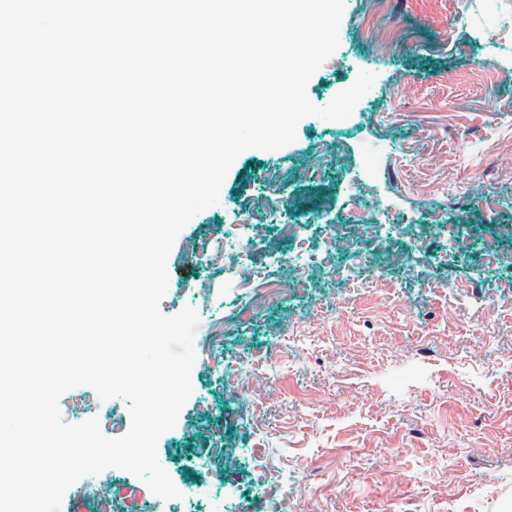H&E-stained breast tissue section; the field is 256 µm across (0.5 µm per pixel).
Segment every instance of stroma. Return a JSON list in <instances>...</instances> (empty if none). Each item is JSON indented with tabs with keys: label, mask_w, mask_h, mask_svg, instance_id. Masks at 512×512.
Wrapping results in <instances>:
<instances>
[{
	"label": "stroma",
	"mask_w": 512,
	"mask_h": 512,
	"mask_svg": "<svg viewBox=\"0 0 512 512\" xmlns=\"http://www.w3.org/2000/svg\"><path fill=\"white\" fill-rule=\"evenodd\" d=\"M340 28L306 94L323 107L373 73L357 109L240 153L168 256L159 308L198 326L156 452L196 496L158 499L117 468L106 493L74 483L63 512H512V0H345ZM354 210L379 233L360 261L338 229ZM255 237L256 282L284 291L246 318L231 282L248 259L215 252ZM60 411L109 438L131 425L125 398L88 386Z\"/></svg>",
	"instance_id": "1"
}]
</instances>
